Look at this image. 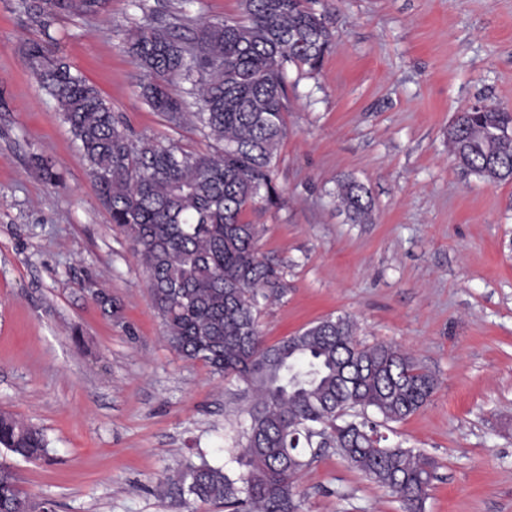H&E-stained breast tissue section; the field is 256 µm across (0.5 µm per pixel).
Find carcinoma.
<instances>
[{
  "label": "carcinoma",
  "instance_id": "1",
  "mask_svg": "<svg viewBox=\"0 0 512 512\" xmlns=\"http://www.w3.org/2000/svg\"><path fill=\"white\" fill-rule=\"evenodd\" d=\"M93 0H31L37 17L98 13ZM331 44L325 18L309 0H246L243 17L205 22L181 34L151 21L131 34L127 51L145 73L141 96L169 126L193 119L216 143L187 152L156 138L133 140L101 93L68 64L33 43L27 65L55 95L111 222L134 244L153 307L182 358L245 385L252 395L235 440L236 477L206 461L175 482L179 495L230 512H302L298 474L326 448L374 484L422 512L436 465L427 454L388 446L380 428L426 405L435 379L407 353L355 340L349 317L321 319L268 344L259 299L282 297L288 284L259 254L260 231L242 220L261 201L278 204L272 169L287 134L286 71L311 75ZM198 111H185V97ZM451 150L467 171L496 184L512 181V112H459L448 127ZM336 197L350 219L370 220L365 187L349 180ZM0 447L25 460L47 454L35 426L0 413ZM0 512H51L0 464Z\"/></svg>",
  "mask_w": 512,
  "mask_h": 512
}]
</instances>
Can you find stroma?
I'll use <instances>...</instances> for the list:
<instances>
[{
    "label": "stroma",
    "instance_id": "stroma-1",
    "mask_svg": "<svg viewBox=\"0 0 512 512\" xmlns=\"http://www.w3.org/2000/svg\"><path fill=\"white\" fill-rule=\"evenodd\" d=\"M312 6L332 43L318 73L287 69L281 201L243 214L288 282L285 296L261 301V329L273 344L347 316L361 344L409 353L436 387L389 439L438 465L424 512H512V181L471 174L448 146L458 112L512 109V0ZM241 12V0H107L98 15L45 25L26 0H0V411L49 442L46 459L0 450V461L53 512H187L173 480L203 459L228 463L248 400L170 347L134 246L28 68V47L81 72L132 138L206 152L198 128L169 127L146 105L127 36L149 18L194 28ZM43 160L60 184L46 181ZM350 178L370 192L369 223L336 203ZM95 288L119 320L102 314ZM297 486L304 512H403L333 452Z\"/></svg>",
    "mask_w": 512,
    "mask_h": 512
}]
</instances>
